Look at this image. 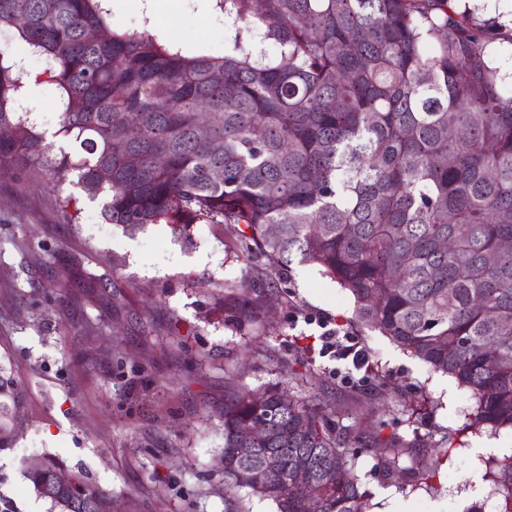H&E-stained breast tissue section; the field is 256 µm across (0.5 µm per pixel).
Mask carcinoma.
<instances>
[{
	"mask_svg": "<svg viewBox=\"0 0 512 512\" xmlns=\"http://www.w3.org/2000/svg\"><path fill=\"white\" fill-rule=\"evenodd\" d=\"M229 48L188 54L145 29L111 33L102 0H0V28L50 61L59 133L78 157L42 144L14 104L22 73L0 50V166L38 175L71 219L69 176L104 216L147 224H224L275 272L295 261L349 291L357 321L476 401L469 428L512 431V96L491 65L496 27L456 0H215ZM224 75L216 82L213 75ZM212 118L219 149L198 138ZM166 157L163 165L155 156ZM136 155V167L127 157ZM277 226L278 232L269 233ZM404 274L394 276L395 268ZM370 412L384 397L360 394ZM22 394L0 368V449L13 447ZM224 489L276 512H368L356 474L362 448L387 480L428 483L405 467L416 442L343 425L329 405L290 385L224 389ZM266 423L265 435L240 431ZM446 456L453 435L424 444ZM238 448H256L250 460ZM62 468H26L52 512H82ZM500 512H512V455L492 472Z\"/></svg>",
	"mask_w": 512,
	"mask_h": 512,
	"instance_id": "carcinoma-1",
	"label": "carcinoma"
}]
</instances>
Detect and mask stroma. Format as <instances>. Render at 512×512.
Instances as JSON below:
<instances>
[{"label": "stroma", "mask_w": 512, "mask_h": 512, "mask_svg": "<svg viewBox=\"0 0 512 512\" xmlns=\"http://www.w3.org/2000/svg\"><path fill=\"white\" fill-rule=\"evenodd\" d=\"M176 1L177 43L223 55L224 16L213 0H120L108 21L117 31L159 34ZM19 108L56 150L74 152L58 133L54 86L38 84ZM64 191L77 199L69 222L40 178L0 169V367L24 396L23 428L13 448L0 451V495L14 512L50 508L24 476L28 448L110 492L115 512H231L221 466L224 384L257 390L281 381L285 358L302 363V392L330 399L343 424L422 443L460 431L451 456L405 459L435 470L427 486L384 482L377 456L361 453L357 474L370 512L481 505L496 460L512 454V433L466 431L475 411L467 390L358 323L349 292L318 267L296 262L278 274L264 258L243 262L235 233L222 224L131 232L104 219L103 198L70 183ZM244 300L258 317L242 314ZM308 314L354 334L370 363L392 377L387 393L420 395L418 414L399 406L366 412L358 391L376 378L361 372L342 383L320 355ZM173 325L187 334L186 348L168 344Z\"/></svg>", "instance_id": "1"}]
</instances>
